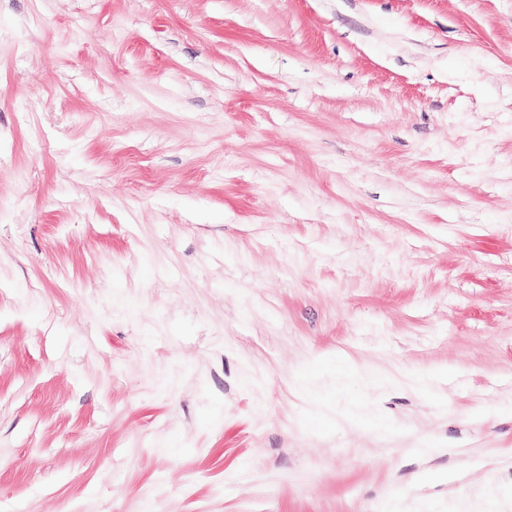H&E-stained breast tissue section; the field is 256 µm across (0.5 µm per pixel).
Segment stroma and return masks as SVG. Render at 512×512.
<instances>
[{"instance_id":"stroma-1","label":"stroma","mask_w":512,"mask_h":512,"mask_svg":"<svg viewBox=\"0 0 512 512\" xmlns=\"http://www.w3.org/2000/svg\"><path fill=\"white\" fill-rule=\"evenodd\" d=\"M459 501L512 512V0H0V512Z\"/></svg>"}]
</instances>
